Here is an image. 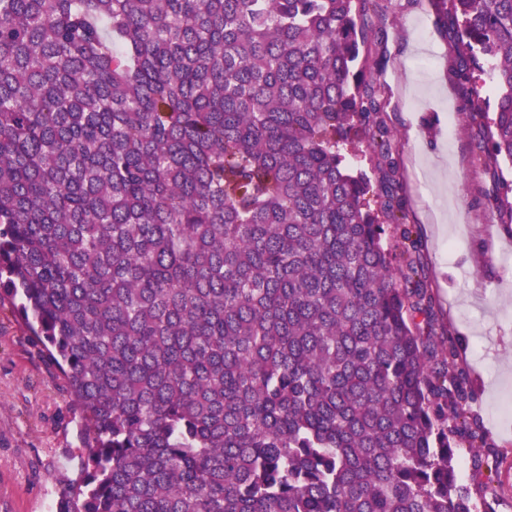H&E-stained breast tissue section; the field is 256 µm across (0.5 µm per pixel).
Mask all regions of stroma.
I'll list each match as a JSON object with an SVG mask.
<instances>
[{
  "mask_svg": "<svg viewBox=\"0 0 512 512\" xmlns=\"http://www.w3.org/2000/svg\"><path fill=\"white\" fill-rule=\"evenodd\" d=\"M436 21L431 0H394L364 19L359 67L365 84L385 87L395 166L378 167L369 140L360 141L371 178L363 203L380 211L389 187L405 201L434 303L421 331L460 337L478 391L471 411L512 459V416L501 412L512 391V267L497 260L512 236L483 207L497 179L474 159L456 47ZM86 446L87 421L66 379L11 305L0 306V512H56L63 489L84 478Z\"/></svg>",
  "mask_w": 512,
  "mask_h": 512,
  "instance_id": "obj_1",
  "label": "stroma"
}]
</instances>
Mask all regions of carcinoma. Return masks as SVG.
I'll list each match as a JSON object with an SVG mask.
<instances>
[{
  "label": "carcinoma",
  "mask_w": 512,
  "mask_h": 512,
  "mask_svg": "<svg viewBox=\"0 0 512 512\" xmlns=\"http://www.w3.org/2000/svg\"><path fill=\"white\" fill-rule=\"evenodd\" d=\"M474 137L512 164V0H432ZM379 0H0V304L92 422L57 512H496L458 339L422 337L351 148L393 164L357 11ZM512 182L489 210L512 233ZM471 448L469 482L451 439Z\"/></svg>",
  "instance_id": "obj_1"
}]
</instances>
